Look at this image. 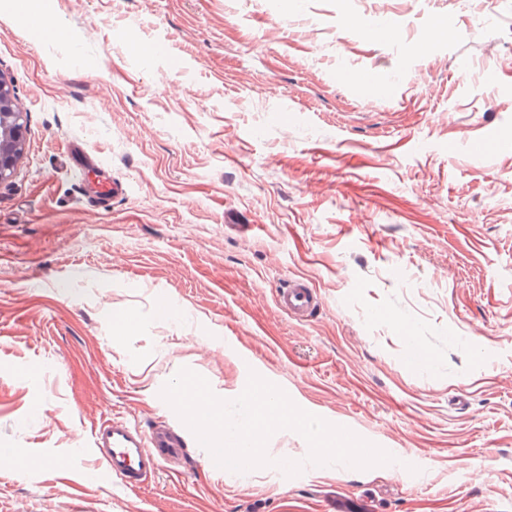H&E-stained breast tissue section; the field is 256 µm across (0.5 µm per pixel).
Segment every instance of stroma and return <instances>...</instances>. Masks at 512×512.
Here are the masks:
<instances>
[{
	"instance_id": "35a3bbf8",
	"label": "stroma",
	"mask_w": 512,
	"mask_h": 512,
	"mask_svg": "<svg viewBox=\"0 0 512 512\" xmlns=\"http://www.w3.org/2000/svg\"><path fill=\"white\" fill-rule=\"evenodd\" d=\"M364 67L394 95L342 80ZM0 75L27 114L0 184V512H512V0H0ZM73 140L120 195L90 197ZM300 275L304 321L274 299ZM183 367L224 399L257 372L415 468L222 475L190 434L141 488L86 479L96 424L181 427L159 392Z\"/></svg>"
}]
</instances>
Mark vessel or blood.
Returning <instances> with one entry per match:
<instances>
[{"mask_svg": "<svg viewBox=\"0 0 512 512\" xmlns=\"http://www.w3.org/2000/svg\"><path fill=\"white\" fill-rule=\"evenodd\" d=\"M278 306L289 315L305 317L317 305L306 278H293L275 291ZM91 448L106 471L129 489L139 487L167 456L180 453L183 436L173 427L157 425L147 429L112 418L92 429Z\"/></svg>", "mask_w": 512, "mask_h": 512, "instance_id": "b4317fda", "label": "vessel or blood"}]
</instances>
